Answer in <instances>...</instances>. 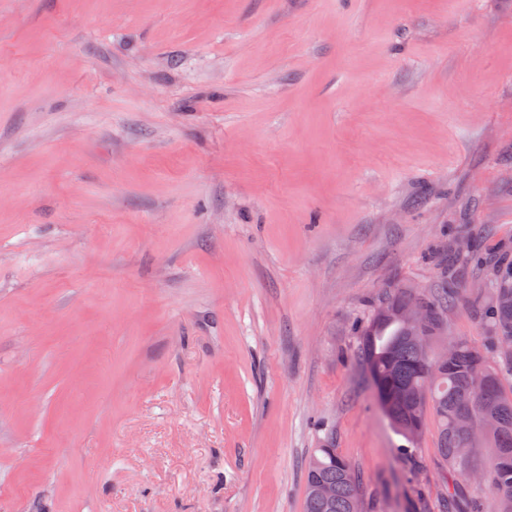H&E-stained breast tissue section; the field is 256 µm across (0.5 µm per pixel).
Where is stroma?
I'll return each mask as SVG.
<instances>
[{"label": "stroma", "instance_id": "stroma-1", "mask_svg": "<svg viewBox=\"0 0 512 512\" xmlns=\"http://www.w3.org/2000/svg\"><path fill=\"white\" fill-rule=\"evenodd\" d=\"M460 240L512 251V0H0V512H302L326 435L442 512L358 330Z\"/></svg>", "mask_w": 512, "mask_h": 512}]
</instances>
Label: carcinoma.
Returning a JSON list of instances; mask_svg holds the SVG:
<instances>
[{
  "instance_id": "carcinoma-1",
  "label": "carcinoma",
  "mask_w": 512,
  "mask_h": 512,
  "mask_svg": "<svg viewBox=\"0 0 512 512\" xmlns=\"http://www.w3.org/2000/svg\"><path fill=\"white\" fill-rule=\"evenodd\" d=\"M477 266L484 270L488 288L474 296L471 310L482 322L487 335L501 344L512 337V257L500 253L484 257ZM416 295L398 288L385 296L377 314L362 330L361 360L378 396L393 398L395 422L393 428L406 440L419 435L428 413L437 418L439 456L450 473L462 474L477 470L473 457L459 459L452 454L454 423L458 412L470 409L479 424L484 412H495L499 425L489 434L493 452L486 467L480 469L482 482L500 503L499 512H512V392L503 389L505 377H512V358L491 362L479 349L463 338L455 339L454 357L436 369L427 366L424 352L410 344L405 324L389 311L401 307ZM457 302L453 281L448 287L425 295L427 323L425 332L431 339L440 334L446 313ZM475 370H485L493 382L478 405H470L466 379ZM304 512H359L360 479L348 460L336 452L328 440L315 449L306 463ZM316 483L335 486L336 497L327 502L313 493ZM479 512L477 498L467 488L448 491V512Z\"/></svg>"
}]
</instances>
